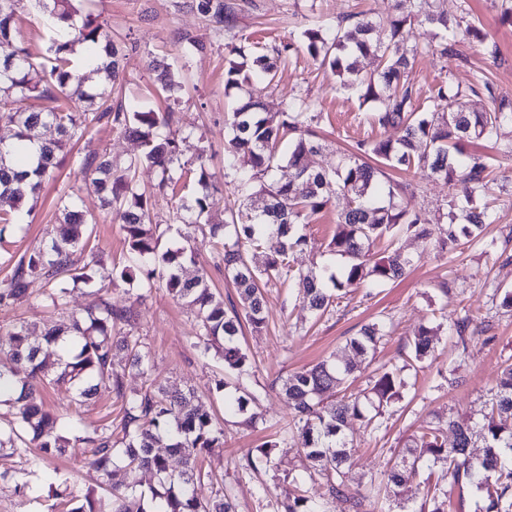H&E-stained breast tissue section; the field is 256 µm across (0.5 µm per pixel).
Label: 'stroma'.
Instances as JSON below:
<instances>
[{
    "instance_id": "obj_1",
    "label": "stroma",
    "mask_w": 512,
    "mask_h": 512,
    "mask_svg": "<svg viewBox=\"0 0 512 512\" xmlns=\"http://www.w3.org/2000/svg\"><path fill=\"white\" fill-rule=\"evenodd\" d=\"M197 2L92 0L90 4L113 38L126 46L124 76L110 95L113 105L138 102L160 112L174 110L173 128L182 139L183 158H194L200 146L206 144L214 154L212 170L223 167L224 119L234 107L233 99L224 94V64L230 47L240 43L268 55L286 44H296V51L282 61L274 84L255 80L248 91L270 112L283 111L295 96L316 104L322 114L319 136L323 147L310 155L311 167L331 168L338 152L351 149L358 141L383 136V129L367 118L369 106L337 92L335 76L320 67L298 43L312 17L320 15L332 22L349 14L375 17L387 13L390 0H239L237 26L229 33L215 31L198 12ZM446 7L449 15L477 26L484 38L478 41L457 35L456 55L445 62L428 54L418 56L410 74L418 99H426L432 90L451 82L472 85L481 72L490 76L497 94L512 99V24L501 20L502 0H446ZM50 35L41 14L29 7L20 10L16 37L30 48L34 64L45 63ZM192 37L205 43L204 52L192 49L188 43ZM151 58L182 74L185 89L175 104L156 96V74L147 67ZM76 148L83 156L106 153L117 161L140 152L136 141L104 122L80 139ZM494 176L490 200L496 221L486 226L482 244L466 248L454 259L435 256L426 240L403 238V251L418 259L404 278L381 288L358 289L347 305L316 323L295 297L282 291L268 293V331L245 335L246 345L258 363L248 387L261 395L265 428L250 432L228 423L217 466L232 492L237 512H273L270 502L259 500L258 484L266 483L272 493H279L284 488L282 472L300 466L296 450L289 447L278 451L281 473L277 476L270 472L258 476L245 473L234 465L245 450L256 447L291 417L287 400L266 391V384L278 374L315 364L330 355L340 361L347 359L350 351L346 340L357 335L364 324L381 319L390 331L371 366L401 362L409 351V340L421 325L439 324L444 331L435 338L433 358L409 373L401 406L389 421L384 438L369 437L360 421L350 422L348 437L355 450L346 479L347 495L365 492L371 477L382 470L394 450L403 448L423 422L437 415L447 416L452 410L476 421L482 419L486 389L499 374L503 360L512 355V314L493 301L494 296L512 291V159L502 160ZM74 191L80 196V208L92 222V233L89 249H76L71 264L83 267L89 250L94 249L104 260L96 270V279L111 276L113 264L121 262L126 251L124 236L102 208L97 194L84 188L69 162L63 164L56 180L45 184L33 209L15 212L9 202L0 201V213H11L13 218L12 223L0 228V262L19 260L44 239L56 222L60 198ZM343 206V201L333 202L314 216L305 229L307 246L293 256L295 267L308 270L337 265V258L329 254L326 245ZM444 281L459 285V292L442 298L439 285ZM45 288L43 281H34L29 297L0 307V327L22 322L29 327L32 338H40L47 323L61 318L60 313L45 306L41 297ZM468 308L479 310L482 326L462 351L445 328ZM139 312L138 331L153 352V377L169 387L194 390L205 405L223 411V395L210 390L217 363L199 358L186 344L193 333L192 312L162 288L152 291ZM371 366L361 367L351 391H364ZM451 371L461 379L453 388L444 379ZM45 399L48 409L62 420L75 421L83 431L101 424L115 410L112 397L105 394L78 405L73 389L65 384L47 388ZM1 471L8 472L9 480L0 483V512H47L43 471L29 469L13 457H0Z\"/></svg>"
}]
</instances>
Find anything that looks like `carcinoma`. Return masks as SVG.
I'll list each match as a JSON object with an SVG mask.
<instances>
[{
  "label": "carcinoma",
  "mask_w": 512,
  "mask_h": 512,
  "mask_svg": "<svg viewBox=\"0 0 512 512\" xmlns=\"http://www.w3.org/2000/svg\"><path fill=\"white\" fill-rule=\"evenodd\" d=\"M24 2L0 0V104L18 105L10 116L13 142L0 148V198L18 205L28 198L38 202L59 158L70 152V143L102 121L136 139L141 154L122 165L107 154L73 157L78 170L89 175L86 186L112 213L127 245L125 263L101 288L120 282L133 304L115 307L102 298L83 312L72 311L69 323H55L46 330L42 345L31 341L22 323L0 329V392L19 390L11 400L16 425L0 431V452L41 469L78 444L89 448L97 486L49 488L52 497L70 505L65 512H236L224 487L209 498L199 497L195 490L198 484L213 482L209 459L224 447V420L190 389L170 391L152 380L141 392L127 391L126 371L146 374L151 360L150 347L137 333L135 304L154 288L184 302L195 314L189 348L223 363L224 375L214 380L216 391L224 390L230 380L250 377L256 361L240 335L245 324L256 332L266 328L268 286L297 290L302 303L321 318L358 288L403 278L416 263L399 246L404 236L425 239L435 255L450 258L482 239L483 226L494 222L486 201L490 168L499 159L512 157V141H501V130L512 126V100L497 95L491 81L481 76L467 92L440 86L418 103L409 80L416 57L426 53L446 60L456 55V26L448 19L443 0H416V10L407 13L402 11L403 0H392L391 11L383 16L350 15L334 25L318 18L302 31L306 52L338 77V91L377 104L374 123L395 130V135L359 141L354 151L339 154L335 167L314 170L308 156L322 148L317 134L321 113L315 104L294 98L284 111L271 113L260 101L243 99L227 115L224 137V184L231 186L239 205L224 208L220 220L213 216L219 188L209 170L208 149L200 148L193 160L182 159L178 138L170 129L172 112L138 104L114 108L104 94L83 89L84 78L70 59L77 44L91 53L104 49L105 61L96 72L107 79L115 82L125 70V49L98 16L82 11L77 0H32L56 31L47 49L50 66L39 73L29 48L14 36ZM198 10L224 28H233L237 21L236 7L225 0H198ZM425 25L443 30L437 43H419L415 30ZM229 53L225 90L242 91L254 77L269 83L276 78L281 58L257 55L242 45L232 46ZM368 57L378 60V67L364 74L360 60ZM159 80L161 91L170 97L182 89L168 68ZM469 92L483 94L490 107H469ZM74 97L86 103L83 111L66 105ZM36 100H51L55 106L37 107ZM25 101L30 105L21 106ZM48 124L55 127L57 139L41 137L40 130ZM473 141L489 143L494 153L466 152L465 145ZM35 143L33 167L17 169L13 155H23V147ZM242 157L247 158V170L239 166ZM143 163L154 169L159 191L182 180L193 184L173 222L181 225L180 235L186 240L198 232L211 239L217 266L237 288V302L227 305L211 291L194 253L184 248L160 251L162 232L150 216L151 193L135 179ZM284 166L288 177H276ZM415 166L448 185V222L434 221L412 206L407 200L414 196L411 184L389 177L390 170L407 172ZM340 196L347 207L338 216L327 249L341 265L318 274L294 268L291 256L306 244L303 230L310 218ZM269 236L279 239L280 246L257 265L250 253ZM88 240L87 220L72 200L61 209L50 237L29 248L0 278V306L24 297L32 280L45 279L52 284L44 294L47 306L65 308L72 288L91 282L100 263L92 253L81 270L71 268L72 249ZM381 242L385 255L379 257L373 249ZM478 320L479 311L468 309L449 331L465 346L478 331ZM435 335L436 330L420 327L403 365L378 366L363 394L347 393L348 381L357 370L356 358L375 353L387 336L381 320L364 325L349 339L353 357L343 363L324 359L276 377L269 388L288 398L293 415L275 435L239 457L235 467L276 471V449L291 443L303 458L304 472L324 481L326 494L310 499L293 476L274 512H330V505L340 498L347 512H391L388 496H345L353 451L346 439L347 424L359 419L371 434L387 429L391 408L407 386L404 371L432 355ZM50 383L73 386L82 402L106 392L119 405L118 413L70 439L59 432L58 416L45 408L43 389ZM487 394L490 411L481 422L450 411L447 418L437 416L419 427L400 460L387 463L380 472L378 486L387 492L393 487L414 488L428 512H448V492L468 486L481 493L477 512H512V426L506 424L512 417V356ZM257 402L258 396L244 388L227 401L226 410L249 414L247 423L254 426L257 413L248 409ZM447 430L454 436L451 444L444 436ZM476 438L484 441L478 457L470 452ZM159 448L166 454L157 452ZM172 456L180 458L181 470L171 469ZM140 470L155 476L147 491L140 489Z\"/></svg>",
  "instance_id": "1"
}]
</instances>
